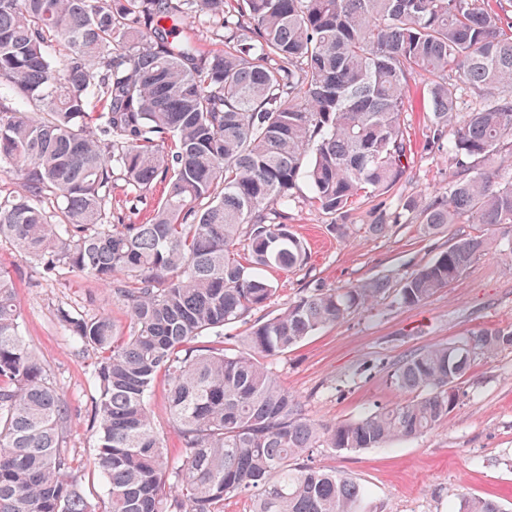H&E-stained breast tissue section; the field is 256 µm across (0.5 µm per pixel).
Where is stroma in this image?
<instances>
[{
    "label": "stroma",
    "instance_id": "35a3bbf8",
    "mask_svg": "<svg viewBox=\"0 0 512 512\" xmlns=\"http://www.w3.org/2000/svg\"><path fill=\"white\" fill-rule=\"evenodd\" d=\"M426 74L410 82L403 114L412 153L406 180L394 191L361 204L345 221L349 237L329 230L332 222L312 201L307 183H299L288 208L292 231L309 248L305 267L270 271L276 293L264 311L277 314L315 288H339L378 274L393 282L423 266L447 248L453 237L473 234L474 224H453L435 236H422L411 221L393 225L389 233L361 231L370 207L394 211L401 198L447 190L454 169L447 146L431 144V104L423 94ZM490 251L448 287L418 307L399 305L394 297L356 312L342 323L307 337L272 363L281 385L303 404L307 417L321 422L354 421L402 399L389 373L410 353L436 344L459 343L473 333L512 328V225L490 235ZM0 273L14 286L22 334L46 369V377L69 407L63 450L70 474L96 512H104L106 489L95 461L94 429L97 392L90 373L98 353L77 346L57 318L58 307L90 318L107 316L117 333H126L131 314L110 287L83 274L60 269L44 280L8 239H0ZM459 402L446 422L385 448L356 451L314 449L312 466L347 474L370 491L369 512H451L462 497L497 500L512 512V346L491 355H476L460 381ZM168 383L158 377L148 397L155 430L169 459L181 451L171 420Z\"/></svg>",
    "mask_w": 512,
    "mask_h": 512
}]
</instances>
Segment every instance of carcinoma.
Segmentation results:
<instances>
[{"label": "carcinoma", "mask_w": 512, "mask_h": 512, "mask_svg": "<svg viewBox=\"0 0 512 512\" xmlns=\"http://www.w3.org/2000/svg\"><path fill=\"white\" fill-rule=\"evenodd\" d=\"M226 2L0 0V89L24 105L0 97V164L23 186L0 204V238L44 277L71 269L113 285L130 308L126 336L107 317L58 308L73 341L99 353L95 450L107 512H219L241 494L254 497L253 512H362L366 489L306 454L434 430L456 407L474 351L413 353L390 375L410 398L354 422H316L267 361L371 307L391 277L314 288L253 320L275 293L263 272L306 263L288 225L299 182L342 217L403 181V112L420 72L432 140L454 125L448 193L374 211L365 232L382 235L406 213L425 237L450 224L483 228L404 279L405 307L425 304L488 249V231L512 224V17L485 0ZM197 16L224 29V50L179 36ZM463 91L479 104L461 113ZM158 183L166 194L148 222L124 223V208L147 204ZM48 195L64 204L58 223L42 207ZM236 323L245 335H224ZM503 345L511 330L474 340L487 353ZM160 374L182 439L174 465L147 411ZM65 422L0 274V512H95L68 474ZM455 512L503 509L464 497Z\"/></svg>", "instance_id": "1"}]
</instances>
